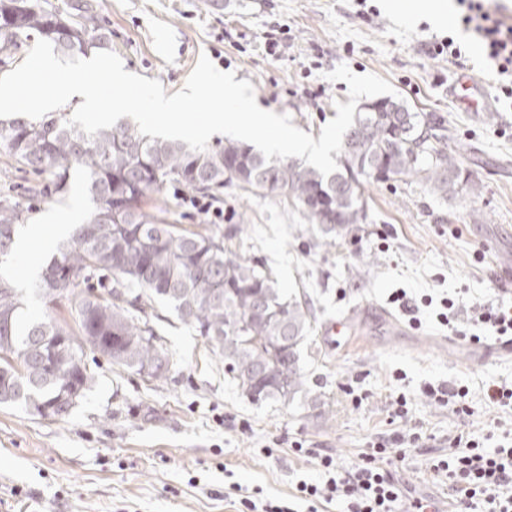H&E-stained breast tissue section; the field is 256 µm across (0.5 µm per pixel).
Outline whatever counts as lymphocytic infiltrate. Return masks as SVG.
Wrapping results in <instances>:
<instances>
[{
	"label": "lymphocytic infiltrate",
	"instance_id": "1",
	"mask_svg": "<svg viewBox=\"0 0 512 512\" xmlns=\"http://www.w3.org/2000/svg\"><path fill=\"white\" fill-rule=\"evenodd\" d=\"M460 22L482 43L493 62L496 88L512 100V21L494 0H460ZM394 443L381 436L354 464L339 466L330 451L317 452L321 481H299L296 500L318 512V503L337 502L346 512H428L411 496L385 462ZM429 470L448 487L451 512H512V429L488 430L484 439L460 432L448 439L446 455L432 458Z\"/></svg>",
	"mask_w": 512,
	"mask_h": 512
}]
</instances>
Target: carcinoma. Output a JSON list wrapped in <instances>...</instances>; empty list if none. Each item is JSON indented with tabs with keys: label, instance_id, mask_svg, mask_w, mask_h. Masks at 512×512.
Here are the masks:
<instances>
[{
	"label": "carcinoma",
	"instance_id": "1",
	"mask_svg": "<svg viewBox=\"0 0 512 512\" xmlns=\"http://www.w3.org/2000/svg\"><path fill=\"white\" fill-rule=\"evenodd\" d=\"M33 33L65 57L112 49L86 3L63 12L41 0H0V49L17 48ZM69 118L63 108L40 119L0 120L1 151L48 176L51 193L66 191L71 171L78 172L92 202L36 284L48 302L74 298L71 322L25 320L24 295L13 278L0 275V404L29 412L64 390L72 394V408L92 388L96 376L84 358L90 336L112 337L105 356L113 364L138 374L154 367L152 379L165 377L158 365L167 356L162 337L149 317L133 314L155 303L170 306L206 337L224 361L227 379L252 401L322 404L301 368L302 347L315 324L308 301L285 297L263 262L227 257L224 238L180 230L147 212L146 199L164 186L211 199L231 185L250 193L277 192L302 207L326 247L361 230L365 183L408 178L442 199L467 184L442 120L392 97L358 109L338 168L328 177L297 159L268 162L237 141L198 152L125 124L88 136L79 125L68 126ZM26 213L18 202L0 201L1 256L13 250ZM95 272L111 276L104 294L87 286ZM58 336L67 344L48 360L41 342Z\"/></svg>",
	"mask_w": 512,
	"mask_h": 512
}]
</instances>
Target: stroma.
<instances>
[{"instance_id": "stroma-1", "label": "stroma", "mask_w": 512, "mask_h": 512, "mask_svg": "<svg viewBox=\"0 0 512 512\" xmlns=\"http://www.w3.org/2000/svg\"><path fill=\"white\" fill-rule=\"evenodd\" d=\"M91 2L126 71L159 80L171 95L207 55L219 70L250 81L259 106L289 115L316 139L336 117V103L349 101L347 83L327 80V72L344 64L380 75L412 110L442 119L473 187L442 199L416 181L363 185L367 220L358 239L322 248L302 209L275 193L225 187L220 217L174 187L154 193L149 212L181 229L224 236L232 256L262 261L286 296L308 300L315 330L302 367L322 404L250 402L225 378L206 339L164 311L153 325L168 353L165 378L147 381L91 352L86 362L96 383L66 416L43 419L0 406V512H238L240 489L285 500L299 481L318 480L315 459L295 455L292 442L328 450L346 467L376 436L394 432H422L429 443L404 447L388 468L412 494L445 499L430 457L443 453L450 435L478 437L491 422L512 424V414L488 405L480 390L490 380L512 383V355L449 336L436 320L444 297L454 299L462 321L474 303L503 298L500 273L512 268V104L497 101L488 62L472 58L466 71L426 54L425 44L447 30L424 19L402 22L380 0ZM272 37L277 47H269ZM464 77L477 88L476 107L450 93ZM35 181L0 153V200L29 202L33 217L87 216L80 176L64 193L31 201ZM236 224L243 233L228 237ZM0 272L14 277L28 319L68 317L70 299L44 303L35 293L38 274L18 255L0 263ZM401 291L417 314L391 302ZM426 295L433 298L428 307ZM350 312L354 333L336 341L326 326ZM428 385L468 386L473 414L430 401ZM401 394L408 413L395 419L391 404Z\"/></svg>"}]
</instances>
